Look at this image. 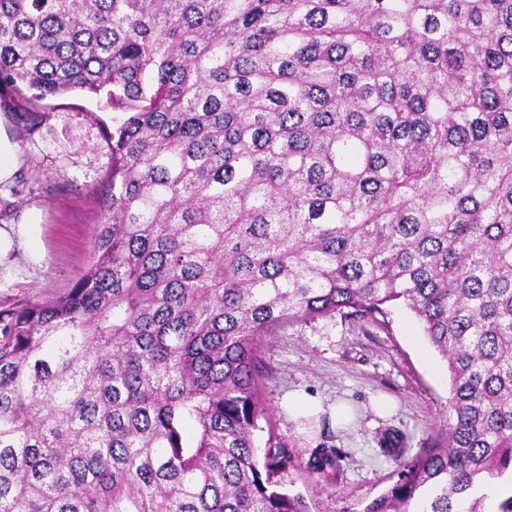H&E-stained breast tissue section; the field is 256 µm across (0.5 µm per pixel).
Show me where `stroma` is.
Listing matches in <instances>:
<instances>
[{
	"label": "stroma",
	"instance_id": "35a3bbf8",
	"mask_svg": "<svg viewBox=\"0 0 512 512\" xmlns=\"http://www.w3.org/2000/svg\"><path fill=\"white\" fill-rule=\"evenodd\" d=\"M28 107L18 98L0 109L25 183L22 194L0 192V227L35 213L42 259L33 263L17 248L0 263V306L58 296L85 272L101 221L96 192L112 163L101 131L122 119L98 99L72 94L40 102L42 122L30 133L17 120ZM260 358L267 420L257 443L292 453L283 480L306 492L310 451L341 454L339 481L316 497L314 512H358L386 492L398 467L384 437L395 434L405 455L415 454L448 407V363L402 305L382 323L336 315L283 326L265 337Z\"/></svg>",
	"mask_w": 512,
	"mask_h": 512
}]
</instances>
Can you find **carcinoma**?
I'll return each instance as SVG.
<instances>
[{
  "mask_svg": "<svg viewBox=\"0 0 512 512\" xmlns=\"http://www.w3.org/2000/svg\"><path fill=\"white\" fill-rule=\"evenodd\" d=\"M25 91L124 117L91 264L0 308V512H312L257 454L262 339L396 303L448 412L361 512H482L512 470V0H0V103ZM512 484V473L510 470L506 471L499 477H495L482 484L476 496L485 495L486 498L483 500L482 509L487 512L492 510L496 512L498 510V504L504 498H507L511 493Z\"/></svg>",
  "mask_w": 512,
  "mask_h": 512,
  "instance_id": "cac0c4a2",
  "label": "carcinoma"
}]
</instances>
